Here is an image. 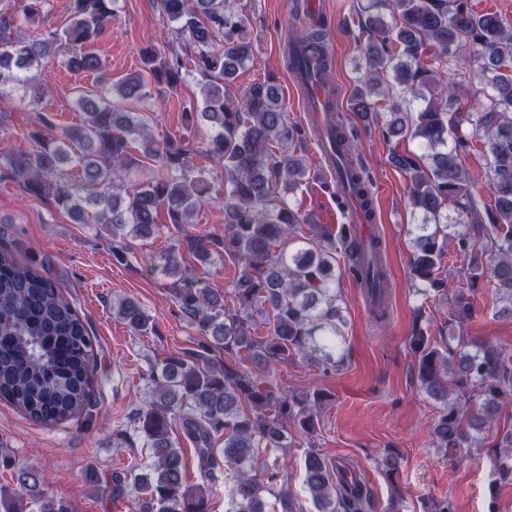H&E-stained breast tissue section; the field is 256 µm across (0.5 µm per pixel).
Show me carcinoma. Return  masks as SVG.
Segmentation results:
<instances>
[{
  "instance_id": "cac0c4a2",
  "label": "carcinoma",
  "mask_w": 512,
  "mask_h": 512,
  "mask_svg": "<svg viewBox=\"0 0 512 512\" xmlns=\"http://www.w3.org/2000/svg\"><path fill=\"white\" fill-rule=\"evenodd\" d=\"M45 0H23L21 12H0V98H18L33 113L32 150L15 151L0 161V177L27 194L45 198L73 221L96 223L112 233V254L127 259V243L162 232L165 214L179 233L193 223L197 209L211 199L204 156L224 167V234L188 239L202 265L223 253L238 262L229 293L200 280L185 264L180 244L171 245L154 267L169 279L168 291L204 340L184 357H168L151 368L150 401L136 413L139 432L152 462L129 477L112 473V496L138 492L134 512H210L205 484L227 472L234 485L230 512H266L264 493L288 479L281 470L258 472V456L289 445L288 427L316 431L330 394L314 390L290 396L266 377L240 364L241 352L266 369L294 355L329 375L346 361L342 347L346 321L338 295L344 275L361 284L376 322L389 316V282L376 235L363 236L357 224L334 231L315 226V237L300 240L307 218L287 201L302 185L305 158L290 151L307 136L288 122L272 78L232 91L235 75L252 55L243 13L233 0H160L162 12L185 35L201 93L198 109L186 121L204 123L209 133L191 150L169 137L149 133L142 113L131 105L151 96L148 80L161 89L183 81L184 60L160 61L142 51L144 72L112 81L99 57L88 50L112 25L117 0H72L62 30L26 33ZM367 34L362 51L367 65L356 90L354 109L368 116L377 99L390 101L384 131L409 136L421 153H393L410 176L411 274L418 292L429 298L448 293L458 276L461 288L451 300L448 338L437 341L423 327L409 340L417 361L416 381L442 403L432 427L437 447L448 452L478 445V435L496 421L512 397V349L477 343L463 336L471 315L468 292L490 275L500 306L495 314L512 319V27L492 11H478L472 0H367L359 8ZM68 68L98 74L101 91L80 95L82 123L61 128L43 104V63L53 48ZM469 55L468 75L456 73L457 59ZM288 68L325 83L331 58L320 30L304 31L288 47ZM477 80L484 96L478 112L461 109L463 78ZM337 171L372 216L369 182L355 164L350 138L339 123L330 132ZM483 144L491 203L470 189L461 153L472 141ZM82 173L74 185L66 168ZM467 266L443 265L448 238ZM341 243L344 263L336 262ZM230 298L233 308L226 307ZM113 314L135 336L156 332L139 302L123 297ZM98 347L77 308L39 266L17 252L0 250V400L31 421L54 426L81 415L91 405ZM224 352V362L213 354ZM194 446L201 482L187 481L173 429ZM224 436L215 447V435ZM494 461L499 478L512 481V433L501 439ZM0 465L14 470L16 484L0 485V512H29L25 493L37 487V472L15 468L7 456ZM304 483L317 512H373L370 488L348 463H334L319 450L304 458ZM38 512H70L66 501L41 496Z\"/></svg>"
}]
</instances>
